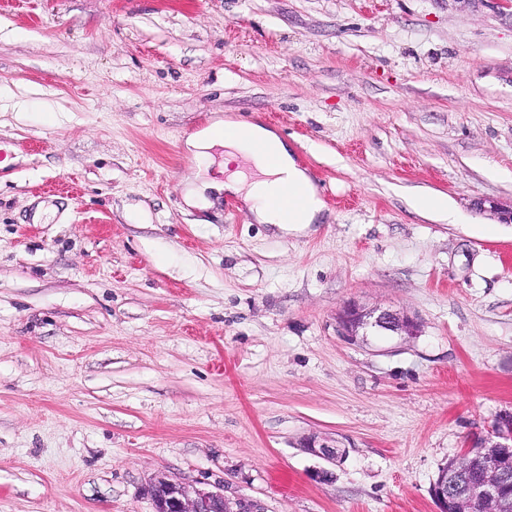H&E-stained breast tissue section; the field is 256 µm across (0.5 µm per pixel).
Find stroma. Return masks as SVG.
Wrapping results in <instances>:
<instances>
[{
    "label": "stroma",
    "mask_w": 512,
    "mask_h": 512,
    "mask_svg": "<svg viewBox=\"0 0 512 512\" xmlns=\"http://www.w3.org/2000/svg\"><path fill=\"white\" fill-rule=\"evenodd\" d=\"M226 117L288 142L319 223L226 211L223 149L187 145ZM0 149V512H152L158 474L265 512H436L440 468L512 411L491 0H0ZM351 304L421 332L346 340ZM412 207L426 214H441L445 218L448 215L449 224L459 223V218L454 213L448 211L447 198L441 194L424 192L416 195L412 199Z\"/></svg>",
    "instance_id": "35a3bbf8"
}]
</instances>
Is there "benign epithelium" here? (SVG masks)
I'll list each match as a JSON object with an SVG mask.
<instances>
[{
  "label": "benign epithelium",
  "instance_id": "7a95c632",
  "mask_svg": "<svg viewBox=\"0 0 512 512\" xmlns=\"http://www.w3.org/2000/svg\"><path fill=\"white\" fill-rule=\"evenodd\" d=\"M343 335L351 340L368 332H391L400 337L419 335L414 318L391 310L347 308L340 319ZM314 454L335 461L338 450L314 440L307 444ZM512 470V412L499 414L488 435H474L467 448L450 461L448 469L432 483L437 512H512V495L506 478ZM153 512H264L262 505L245 497L230 498L224 488L187 485L168 476L157 477L147 491Z\"/></svg>",
  "mask_w": 512,
  "mask_h": 512
}]
</instances>
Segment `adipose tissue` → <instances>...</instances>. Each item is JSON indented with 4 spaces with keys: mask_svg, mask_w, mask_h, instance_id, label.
I'll return each instance as SVG.
<instances>
[{
    "mask_svg": "<svg viewBox=\"0 0 512 512\" xmlns=\"http://www.w3.org/2000/svg\"><path fill=\"white\" fill-rule=\"evenodd\" d=\"M192 147L208 159L214 147L224 149L225 164L247 163V171H233L219 184L221 192L241 195L250 202L255 223L278 227L317 223L325 208L319 189L299 167L287 143L258 123L231 119L214 123L211 131L194 137ZM293 198L292 212L282 201Z\"/></svg>",
    "mask_w": 512,
    "mask_h": 512,
    "instance_id": "adipose-tissue-1",
    "label": "adipose tissue"
}]
</instances>
